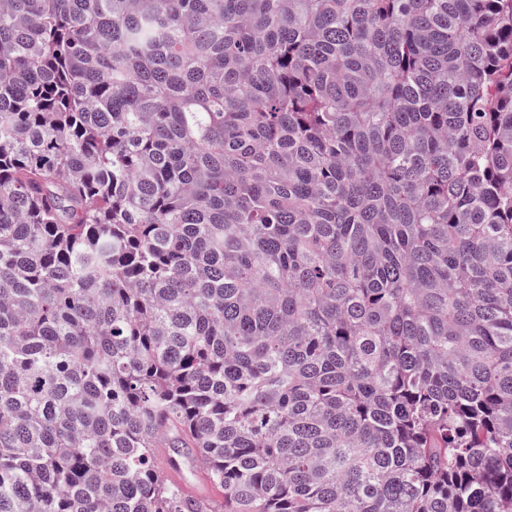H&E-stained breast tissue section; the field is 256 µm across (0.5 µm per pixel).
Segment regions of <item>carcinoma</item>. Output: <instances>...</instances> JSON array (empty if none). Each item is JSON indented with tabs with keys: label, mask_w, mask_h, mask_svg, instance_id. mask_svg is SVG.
Segmentation results:
<instances>
[{
	"label": "carcinoma",
	"mask_w": 512,
	"mask_h": 512,
	"mask_svg": "<svg viewBox=\"0 0 512 512\" xmlns=\"http://www.w3.org/2000/svg\"><path fill=\"white\" fill-rule=\"evenodd\" d=\"M512 512V0H0V512Z\"/></svg>",
	"instance_id": "cac0c4a2"
}]
</instances>
